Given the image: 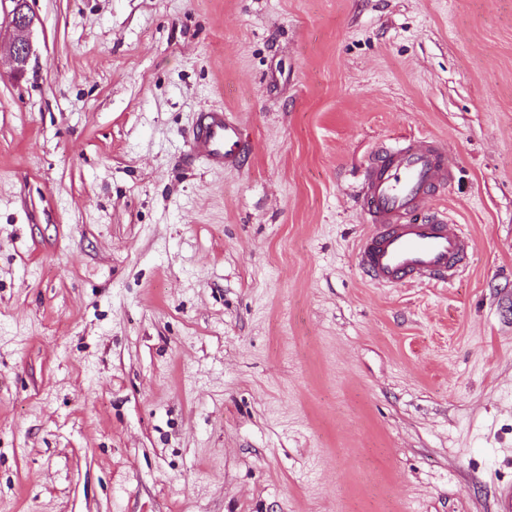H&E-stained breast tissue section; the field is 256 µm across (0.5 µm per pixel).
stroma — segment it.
I'll return each instance as SVG.
<instances>
[{
	"instance_id": "obj_1",
	"label": "stroma",
	"mask_w": 512,
	"mask_h": 512,
	"mask_svg": "<svg viewBox=\"0 0 512 512\" xmlns=\"http://www.w3.org/2000/svg\"><path fill=\"white\" fill-rule=\"evenodd\" d=\"M0 0V512H496L512 484V0ZM234 112L246 165L188 159ZM470 235L375 286L363 165ZM14 7L12 9V24L20 33L12 46V58L17 73L24 72L31 52L32 45L28 34L33 26V17L27 11V0H12ZM455 167L432 139L405 137L374 151L357 192L369 227L357 259L370 283L448 285L466 269L471 239L449 231L444 212L428 209L452 183Z\"/></svg>"
}]
</instances>
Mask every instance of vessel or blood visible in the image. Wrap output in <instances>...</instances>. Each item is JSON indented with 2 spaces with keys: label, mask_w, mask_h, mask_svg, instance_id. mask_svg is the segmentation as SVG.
Listing matches in <instances>:
<instances>
[{
  "label": "vessel or blood",
  "mask_w": 512,
  "mask_h": 512,
  "mask_svg": "<svg viewBox=\"0 0 512 512\" xmlns=\"http://www.w3.org/2000/svg\"><path fill=\"white\" fill-rule=\"evenodd\" d=\"M193 160L212 169H240L249 143L233 113L200 109L189 139ZM456 164L435 141L402 138L377 147L357 192L368 230L357 246L358 264L370 283L447 285L469 262L471 239L448 229L445 213L430 201L454 179Z\"/></svg>",
  "instance_id": "vessel-or-blood-1"
}]
</instances>
